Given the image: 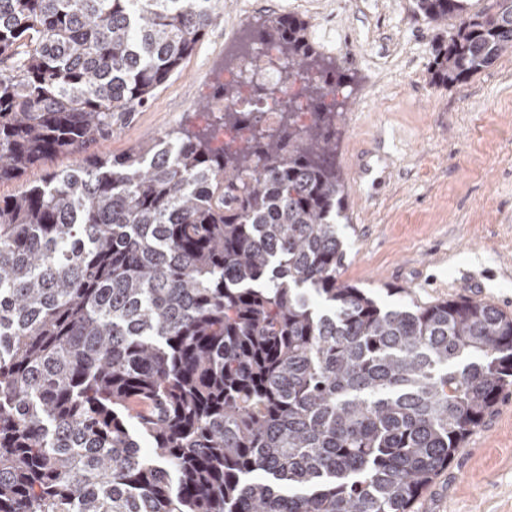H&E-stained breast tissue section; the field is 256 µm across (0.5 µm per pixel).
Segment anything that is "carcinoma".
Returning a JSON list of instances; mask_svg holds the SVG:
<instances>
[{"instance_id":"cac0c4a2","label":"carcinoma","mask_w":512,"mask_h":512,"mask_svg":"<svg viewBox=\"0 0 512 512\" xmlns=\"http://www.w3.org/2000/svg\"><path fill=\"white\" fill-rule=\"evenodd\" d=\"M432 81L512 49V0H414ZM212 0H0V512H410L503 390L512 316L477 299L381 305L339 280L344 76L276 17L309 121L228 107L216 150L169 133L87 154L179 70ZM152 448L147 456L140 438ZM74 157L68 154H56L26 172L19 178L0 183V197L18 195L28 186L40 182L47 173L56 169H64L74 163Z\"/></svg>"}]
</instances>
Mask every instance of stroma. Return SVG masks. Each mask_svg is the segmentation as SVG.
Here are the masks:
<instances>
[{
    "label": "stroma",
    "mask_w": 512,
    "mask_h": 512,
    "mask_svg": "<svg viewBox=\"0 0 512 512\" xmlns=\"http://www.w3.org/2000/svg\"><path fill=\"white\" fill-rule=\"evenodd\" d=\"M209 28L179 74L93 152L121 155L167 133L219 147L227 71L261 54L257 34L294 15L344 74L338 163L349 222L340 280L392 304L393 288L433 302L480 296L512 316V50L466 82L436 86L429 63L447 26L414 0H213ZM411 512H512V388L504 390Z\"/></svg>",
    "instance_id": "stroma-1"
}]
</instances>
